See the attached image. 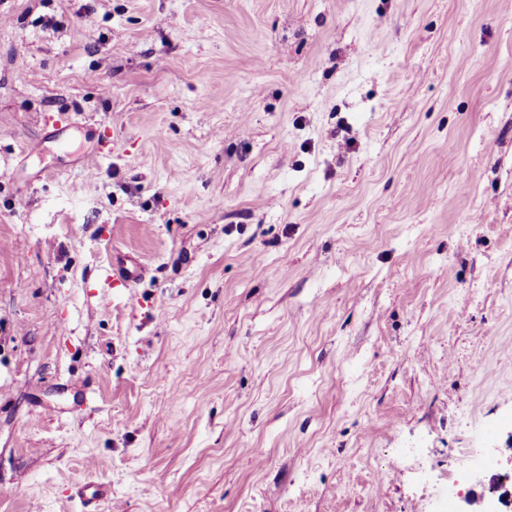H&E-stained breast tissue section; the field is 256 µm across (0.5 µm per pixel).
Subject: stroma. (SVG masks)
Instances as JSON below:
<instances>
[{
	"instance_id": "obj_1",
	"label": "stroma",
	"mask_w": 512,
	"mask_h": 512,
	"mask_svg": "<svg viewBox=\"0 0 512 512\" xmlns=\"http://www.w3.org/2000/svg\"><path fill=\"white\" fill-rule=\"evenodd\" d=\"M468 451L512 0H0V512H437Z\"/></svg>"
}]
</instances>
